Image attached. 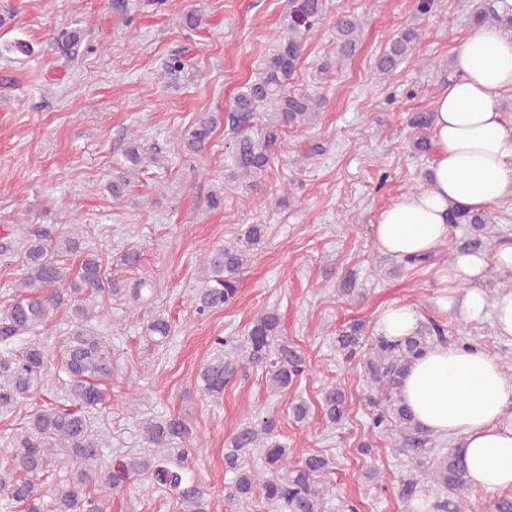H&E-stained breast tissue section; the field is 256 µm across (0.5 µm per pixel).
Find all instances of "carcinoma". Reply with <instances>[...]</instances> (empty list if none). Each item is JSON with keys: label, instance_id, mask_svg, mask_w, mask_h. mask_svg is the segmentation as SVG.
<instances>
[{"label": "carcinoma", "instance_id": "1", "mask_svg": "<svg viewBox=\"0 0 512 512\" xmlns=\"http://www.w3.org/2000/svg\"><path fill=\"white\" fill-rule=\"evenodd\" d=\"M326 0H290L282 19L284 35L263 60L254 81L234 97L227 114L232 141L231 166L225 181L242 183L251 189L270 168L288 127L309 125L321 109L322 100L306 94L290 93L288 80L296 72L302 56V35L326 23ZM477 26L495 25L512 36V5L505 0H484L473 16ZM361 20L342 14L333 22L337 54L352 55L358 42ZM86 33L78 27H62L52 36V46L63 57L78 53ZM418 29L406 26L393 37L378 59L376 68L389 75L413 53ZM189 59L186 50L172 51L165 66L166 78L176 82ZM271 107L261 137L252 134L260 106ZM433 113L414 112L408 120L415 130L413 147L424 154L431 143ZM215 118L201 113L182 137L186 151L197 154L208 146L215 130ZM127 170L113 171L108 189L119 200L130 191L131 171L146 158V150L134 139L124 153ZM468 223L478 231L464 243L472 251L482 249L498 237L495 226L480 217L453 213L450 224ZM266 225L249 224L238 236L214 247L203 267L201 288L194 302L200 316L236 300L240 274L250 251L262 241ZM21 237L0 244V255L19 248L21 273L16 294L0 307V415L7 417L44 384L50 359L40 340L42 329L61 305L69 308V329L60 339L56 369L63 374L67 403L51 399L28 415L25 425L0 438V509L3 512H112V498L127 483L140 480L164 493L177 512H211L210 493L199 483L193 459L197 449L186 447L191 434L189 423L180 416L151 418L141 422L146 450L126 453L108 461L106 440L93 425L91 411L104 404L102 387L112 380L114 363L112 337L104 335L93 321L103 317L112 297L126 290L120 281L106 274L100 255L83 247L76 224H46L32 230L18 228ZM81 254L77 272H71L68 257ZM139 306L153 292L152 281L140 279L128 290ZM172 325L163 314L155 315L145 328L148 344L166 346L172 339ZM371 341L366 366L371 390V429L395 451L420 467L432 452L430 435L415 421L400 396L401 379L411 362L433 345H445L454 338L448 327L436 319L420 323L411 336L389 340L369 339L365 324L354 322L337 333V350L355 356ZM213 351L197 373L200 391L219 398L224 386L241 369L262 372L267 389L282 393L302 380L308 363L301 351L283 336L281 318L274 310L258 314L248 325L244 341L217 336ZM322 409L327 421L338 423L345 411V393L332 385L322 393ZM276 415L241 424L224 446V467L233 473L224 485V501L229 505L249 503L259 492L268 512H324L326 486L322 477L330 462L318 454L306 456L301 465L288 468L287 446L279 440ZM257 455L260 468L243 465ZM431 483L434 509L438 512H466L472 483L462 449L452 448L435 457L421 473Z\"/></svg>", "mask_w": 512, "mask_h": 512}]
</instances>
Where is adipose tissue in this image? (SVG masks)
Here are the masks:
<instances>
[{
  "label": "adipose tissue",
  "mask_w": 512,
  "mask_h": 512,
  "mask_svg": "<svg viewBox=\"0 0 512 512\" xmlns=\"http://www.w3.org/2000/svg\"><path fill=\"white\" fill-rule=\"evenodd\" d=\"M455 74L433 104V158L428 184L380 212L378 249L396 259L427 255L448 240V215H471L512 200V114L499 98L512 92V38L493 26L467 37L454 58ZM512 274V234L491 252H459L441 268L437 300L469 322L493 316L512 339V290L488 295L489 266ZM401 398L431 436L463 449L474 487H512V376L495 356L467 344L428 348L408 367Z\"/></svg>",
  "instance_id": "ef3b65f1"
}]
</instances>
